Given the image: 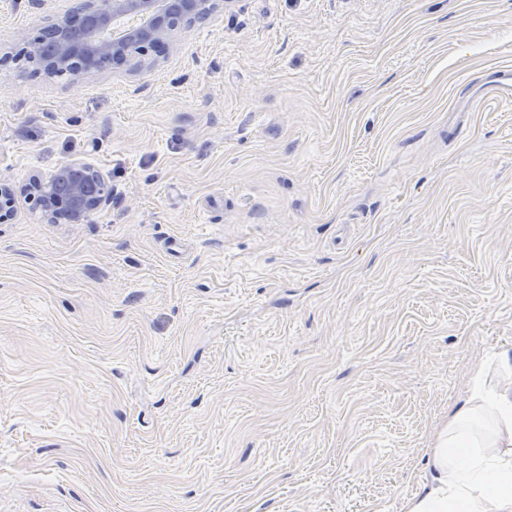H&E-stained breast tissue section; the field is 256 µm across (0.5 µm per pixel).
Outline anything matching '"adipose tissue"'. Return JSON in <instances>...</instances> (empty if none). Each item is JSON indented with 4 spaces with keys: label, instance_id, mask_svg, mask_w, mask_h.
<instances>
[{
    "label": "adipose tissue",
    "instance_id": "ef3b65f1",
    "mask_svg": "<svg viewBox=\"0 0 512 512\" xmlns=\"http://www.w3.org/2000/svg\"><path fill=\"white\" fill-rule=\"evenodd\" d=\"M512 386L473 379L431 452V478L406 512H512Z\"/></svg>",
    "mask_w": 512,
    "mask_h": 512
}]
</instances>
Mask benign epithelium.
Here are the masks:
<instances>
[{
  "label": "benign epithelium",
  "instance_id": "7a95c632",
  "mask_svg": "<svg viewBox=\"0 0 512 512\" xmlns=\"http://www.w3.org/2000/svg\"><path fill=\"white\" fill-rule=\"evenodd\" d=\"M224 0H79L63 19H47L25 38V59L49 78H79L116 70L137 71ZM112 180L80 159L21 187L0 181V224L16 218L19 199L47 224H86L112 203Z\"/></svg>",
  "mask_w": 512,
  "mask_h": 512
}]
</instances>
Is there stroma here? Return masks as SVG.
<instances>
[{"mask_svg": "<svg viewBox=\"0 0 512 512\" xmlns=\"http://www.w3.org/2000/svg\"><path fill=\"white\" fill-rule=\"evenodd\" d=\"M0 0V512H404L512 348V0H229L135 72L50 79ZM490 91L494 98L512 103V69L502 68L494 71L489 80ZM112 180L80 159L68 161L49 176L32 175L17 188L0 181V224L16 218L19 198L47 224H86L112 203Z\"/></svg>", "mask_w": 512, "mask_h": 512, "instance_id": "stroma-1", "label": "stroma"}]
</instances>
